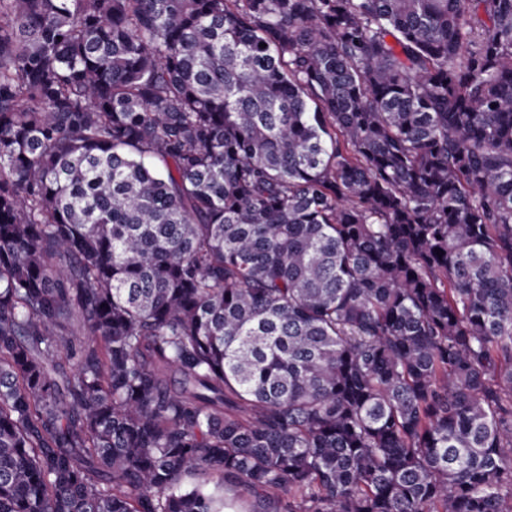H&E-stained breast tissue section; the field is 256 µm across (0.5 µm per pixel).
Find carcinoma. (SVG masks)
I'll use <instances>...</instances> for the list:
<instances>
[{
	"instance_id": "obj_1",
	"label": "carcinoma",
	"mask_w": 512,
	"mask_h": 512,
	"mask_svg": "<svg viewBox=\"0 0 512 512\" xmlns=\"http://www.w3.org/2000/svg\"><path fill=\"white\" fill-rule=\"evenodd\" d=\"M511 447L512 0H0V512H512ZM224 499L233 503L235 510H239L237 512H250L256 510L259 505L258 497L249 495L240 487L229 483H224Z\"/></svg>"
}]
</instances>
